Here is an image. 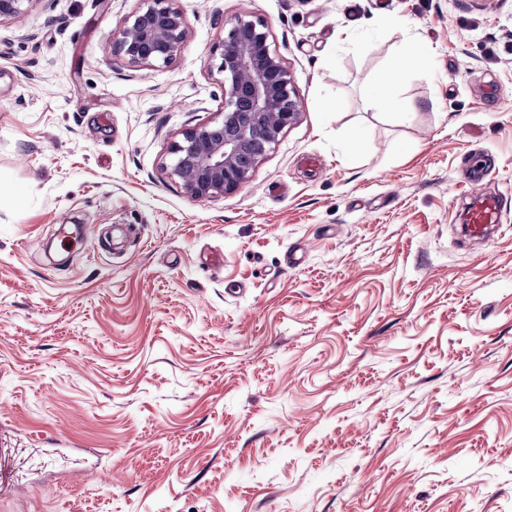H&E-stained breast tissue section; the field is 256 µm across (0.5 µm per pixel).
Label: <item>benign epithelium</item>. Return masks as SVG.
I'll return each mask as SVG.
<instances>
[{
	"mask_svg": "<svg viewBox=\"0 0 512 512\" xmlns=\"http://www.w3.org/2000/svg\"><path fill=\"white\" fill-rule=\"evenodd\" d=\"M177 0H139L111 37L113 55L151 69L171 65L188 30ZM218 44L223 76L222 119L193 128L172 145L171 175L192 198L222 196L245 185L257 154L244 143L259 139L264 150L296 120L300 105L293 79L271 51L263 20L237 17L224 23Z\"/></svg>",
	"mask_w": 512,
	"mask_h": 512,
	"instance_id": "7a95c632",
	"label": "benign epithelium"
}]
</instances>
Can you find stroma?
Instances as JSON below:
<instances>
[{"label":"stroma","mask_w":512,"mask_h":512,"mask_svg":"<svg viewBox=\"0 0 512 512\" xmlns=\"http://www.w3.org/2000/svg\"><path fill=\"white\" fill-rule=\"evenodd\" d=\"M137 5L0 22V512H512V0H178L155 70L112 54ZM239 16L301 111L196 199L170 147L219 120ZM408 41L433 65L379 111ZM478 197L477 203L469 214V224H467L472 237H484L489 227L502 226L499 200L484 194L483 190Z\"/></svg>","instance_id":"35a3bbf8"}]
</instances>
